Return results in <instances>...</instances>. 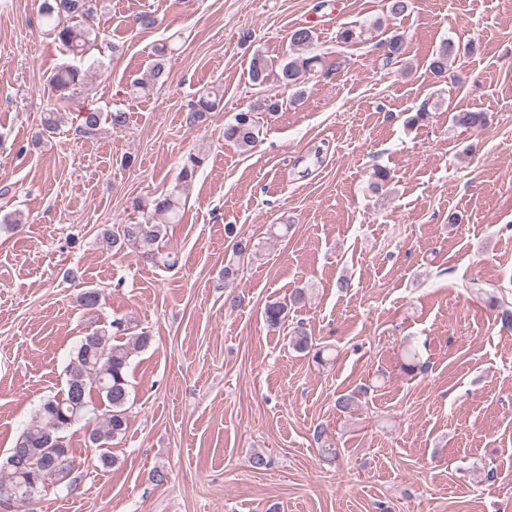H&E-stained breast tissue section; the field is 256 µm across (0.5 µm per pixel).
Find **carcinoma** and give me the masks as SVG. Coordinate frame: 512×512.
<instances>
[{"label":"carcinoma","instance_id":"cac0c4a2","mask_svg":"<svg viewBox=\"0 0 512 512\" xmlns=\"http://www.w3.org/2000/svg\"><path fill=\"white\" fill-rule=\"evenodd\" d=\"M97 14V0H44L42 16L61 44L75 56L84 55L97 44L99 31L94 25ZM368 32L365 27H344L337 32V42L350 45L363 40ZM293 53L283 62L277 74L281 85L303 92L307 81L321 72L322 58L311 54L308 49L313 43L312 30L308 27L294 29L290 35ZM170 45L158 44L153 49L154 59L147 81L132 83V93L148 96L154 86L167 82L169 71L167 56ZM457 48L453 41H444L432 54L428 68L440 77L448 72V64L455 60ZM249 77L256 86H261L267 78L265 60L253 57ZM54 88L74 92L81 84L80 70L72 65L61 67L51 79ZM221 98L214 91L202 93L193 103L189 122L202 121L217 111ZM78 130L86 135H94L102 124L113 130L124 129L129 121L128 113L122 109L101 112L96 109L78 110L75 116ZM455 125L464 128L482 126L486 117L482 112L460 110L453 113ZM260 133L254 110L241 111L233 120L224 125V140L249 151L255 145ZM203 154L189 153L183 159L180 181L190 182L197 169L204 162ZM182 191L174 187L169 193L151 203V215L135 224H124L114 231L105 228L100 233V241L106 251L118 254L126 249L141 254L142 257L160 262L167 267L177 263L176 255L162 253L160 242L166 225L177 224L181 220ZM225 235L232 244L233 255L241 257L252 252L250 240L241 236L236 226L225 225ZM102 293L96 289H86L78 297V305L93 311L100 306ZM306 289L296 287L289 302L273 301L266 304L264 316L272 329L279 328L288 318L289 307H299L305 301ZM129 323L114 319L109 325L96 329L83 336L75 358L67 373L66 389L62 397L51 396L40 405L39 412L23 431L5 461L0 463V498L8 493L33 495L25 504V512H37L35 505L41 489L48 481L61 482L70 478L75 470V462L65 440V433L79 422L99 403L102 407L100 420L88 433L90 446L98 452V460L104 467L115 464L110 453L112 442L123 438L129 427V404L131 384L129 381L130 357L149 346L152 336L145 332L126 334ZM126 335V341H114V337ZM291 345L296 351L311 356L317 364L325 362L324 350L315 343L304 324L299 322L292 328Z\"/></svg>","mask_w":512,"mask_h":512}]
</instances>
